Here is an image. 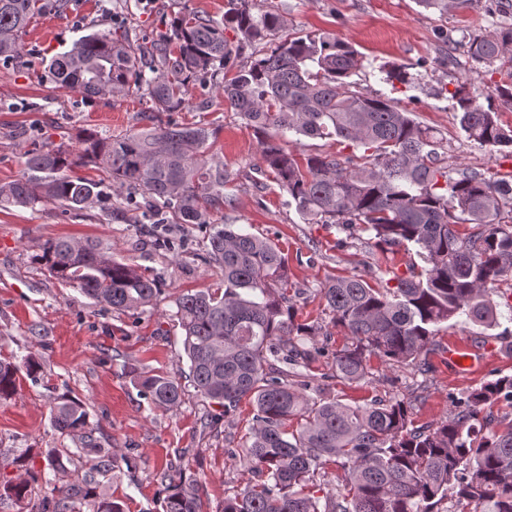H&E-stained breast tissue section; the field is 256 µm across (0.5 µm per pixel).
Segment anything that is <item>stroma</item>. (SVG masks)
<instances>
[{
	"label": "stroma",
	"instance_id": "obj_1",
	"mask_svg": "<svg viewBox=\"0 0 512 512\" xmlns=\"http://www.w3.org/2000/svg\"><path fill=\"white\" fill-rule=\"evenodd\" d=\"M69 0L61 13L36 16L22 36L26 55L19 64L0 62V183L21 178L28 152L63 146L80 154L85 132L121 136L143 125L148 106L139 94L90 102L70 88L44 77L45 62L91 31L137 41L161 29L174 13L190 8L223 22L227 0ZM253 12L282 11L293 32H326L351 44L360 54L352 80L359 90L400 101L422 125L437 131L452 168H473L507 177L512 156L491 152L469 140L452 108L451 92L464 88L481 104L498 106L503 126H512V108L498 105L494 85L500 76L468 54L474 33H493L512 25V10L502 13L489 0L446 13L427 10L416 0H249ZM394 63L411 67L413 87L380 82L378 68ZM195 107L160 112L158 123H202L215 133L214 149L224 158L232 180L224 193L232 201L210 221L242 225L271 237L288 263V274L301 294L298 318L321 325L329 349L343 346L346 332L336 326L319 290L330 278L370 270L369 282L381 287L412 263L404 252L368 245L360 234L339 246L340 232L309 224L289 206L288 194L261 159L262 137L223 98L194 91ZM206 108H199V101ZM123 191L114 187L95 207L73 211L44 199L31 207L0 206V359L19 361L35 353L42 363L37 377L18 373L11 397L0 400V456H24V466L43 469L48 449L62 450L67 478L85 475L75 442L56 431L51 408L60 397L86 405L94 439L121 454L103 477L108 494L124 512H161L164 488L159 474L169 466L196 475L209 512L248 478L236 449L251 425V407L241 404L231 417L210 426L218 405L187 390L181 405L156 408L135 383L140 370L176 373L183 365L181 330L172 319L175 299L186 291L215 287L221 272L199 257L208 229L199 224L157 227L140 210L121 207ZM70 236L92 238L113 256L158 277L162 292L144 313L130 315L99 305L52 276L38 262L40 243ZM439 349L425 363L389 366L370 360V377L357 384L337 380L334 395L346 403L375 398L399 399L410 406L416 425H432L449 416L451 397L512 375V337L462 318L442 324ZM457 344L472 350L475 366L449 368L445 349Z\"/></svg>",
	"mask_w": 512,
	"mask_h": 512
}]
</instances>
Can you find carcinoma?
<instances>
[{
	"label": "carcinoma",
	"mask_w": 512,
	"mask_h": 512,
	"mask_svg": "<svg viewBox=\"0 0 512 512\" xmlns=\"http://www.w3.org/2000/svg\"><path fill=\"white\" fill-rule=\"evenodd\" d=\"M69 0H0V61L20 63V35L37 15L63 12ZM235 32L248 43L267 42L263 56L239 67V46L224 37ZM469 53L496 67L497 97L512 106V28L474 34ZM359 53L324 33L288 32L286 16L272 8L254 14L247 0L224 13V25L184 8L169 28L138 44L108 32H92L53 58L50 81L74 88L87 99L110 101L137 92L150 111L177 112L190 105L192 90L218 87L224 102L264 138L262 159L286 190L289 203L310 224H330L353 235L367 233L380 245L413 251L421 266L395 276L392 287L375 288L368 275L327 281L319 293L349 342L332 351V377L359 383L369 377V359L392 363L417 359L433 349L440 325L464 317L500 329L491 291L512 279V183L473 169L451 176L442 139L417 122L398 101L354 89L349 78ZM385 81L410 85L405 67H381ZM467 138L494 151L512 147V130L498 112L463 94L451 93ZM122 136L89 133L78 157L61 146L28 153V174L0 185V204L33 206L47 197L69 210H83L102 197L100 184L65 171L77 160L105 171L112 184L147 199L157 224L210 225L205 261L224 278L207 291L175 299L188 370L176 375L143 372L137 385L155 407L179 406L186 386L224 408L217 423L252 407L248 441L242 448L252 474L219 512H512V416L484 410L512 402V375L502 376L454 400L455 412L435 427L413 425L400 400L345 404L329 385L293 368L326 348L307 346L319 328L296 322L288 270L270 237L234 224H212L230 201L224 157L210 151L214 133L199 124L154 123ZM333 139L361 155H308L286 150L288 137ZM459 224H470L466 234ZM38 259L49 272L94 302L133 314L145 311L161 292L160 281L121 262L94 239H49ZM40 368L29 354L21 362L0 361V400L9 398L16 376ZM52 424L79 443L88 471L113 469L116 453H101L82 401L62 397ZM334 467L342 483L318 496V479ZM59 469V452L46 454L44 469H25L0 483L5 496L29 512H123L122 505L82 477L53 486L37 498L34 486ZM165 486L162 512H207L200 484L179 467L159 473Z\"/></svg>",
	"instance_id": "1"
}]
</instances>
